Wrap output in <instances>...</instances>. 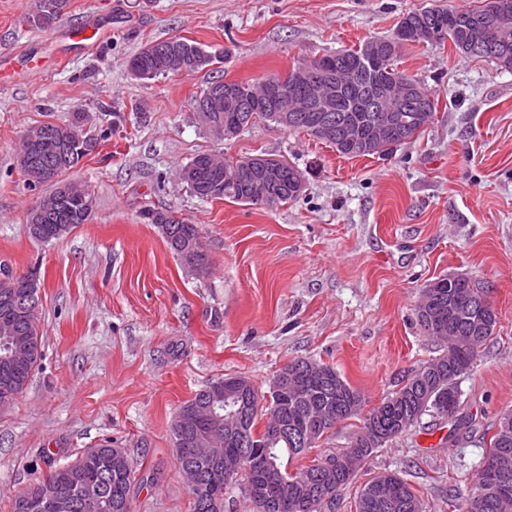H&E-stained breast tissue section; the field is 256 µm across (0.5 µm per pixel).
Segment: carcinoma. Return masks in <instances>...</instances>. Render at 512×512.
Segmentation results:
<instances>
[{
	"mask_svg": "<svg viewBox=\"0 0 512 512\" xmlns=\"http://www.w3.org/2000/svg\"><path fill=\"white\" fill-rule=\"evenodd\" d=\"M69 0H37L27 23L37 29L51 27L49 20L59 19L68 9ZM483 6L468 8L424 7L404 14L416 22L418 16H425L426 25L434 33L448 37L453 47L470 57L481 58L495 63L504 69H512V61L505 63L499 56L478 53L471 46L468 21L480 14ZM390 38H374L361 47L332 53L334 67L343 75L344 83L337 96L335 108L341 121L340 138L329 139L327 143L336 151L348 157L385 155L395 147L417 138L438 111V99L425 85L420 84L426 97L424 111L395 130L392 137L378 138L375 121L370 112L355 110L356 101L371 94L380 86L404 87L418 79L398 70V60L403 47L407 45L441 46L445 41L432 43L425 37L411 34L402 37L397 47L388 44ZM374 50L376 64L362 66L364 51ZM204 48L197 42L183 37H172L162 41H151L133 55L128 67L131 74L141 80H151L160 75L192 73L207 69L221 59V56L202 54ZM293 72L284 76L270 75L266 80H276L289 86L294 97L288 99V108L293 109L305 103L308 90L304 86L290 83ZM238 96L242 99H256L260 96L261 84L233 81ZM258 118L277 124L292 132L304 133L318 138L303 125H288L281 122L272 109L257 111ZM237 112H229L226 106L212 113L209 129L220 139H229L240 133L236 119ZM52 129L73 155V165H78L85 157L81 149L85 147L87 135L82 129V118L75 115L67 125L56 126L50 122L31 127L25 133L20 150L31 144L41 145L34 155L32 164L25 174L32 187L47 186L49 193L43 197L42 210L30 213L27 219V234L35 242L48 244L67 235L76 225L86 223L93 211V199L85 186L77 181L65 179L70 168L58 171V180L47 182V172L58 164L56 144L48 139L46 131ZM232 161L210 153L199 154L181 172V181L202 200L229 199L250 205L257 204L252 199L249 188L231 179L226 167ZM277 174L274 186L282 203L294 201L299 195L292 192L287 172L294 166L284 159L277 160ZM144 218L158 225L170 251L182 261L187 256L195 258L199 273L207 272L211 266L209 254L201 242L199 226L189 224L173 213L149 210ZM38 269L32 268L24 275L15 277L14 292L23 299L30 292V285L39 283ZM440 298L436 305L437 324L428 325L418 319L424 334L448 342V351L431 360L416 371L392 396L374 406L366 415L363 427L352 437L349 445L341 451L330 452L326 460L335 461L336 467L321 465L323 459L312 458L288 472L283 459H306L310 450L331 433L337 424L350 419L360 412L364 397L344 380L334 367H329L332 383L308 385L295 381L287 390L280 405L265 406L266 421L262 429H257L260 395L256 389L248 390V435L251 445L246 449L242 460V472L247 481L258 487L274 482L285 485V500L272 512H332L336 492L354 478L374 449L363 441V434L371 429L388 433L386 442L405 432L402 428L407 421L419 422L422 416L433 411L442 413V418L456 431L468 427L473 417L461 412L460 394L457 380L471 368L478 349L492 336L497 324L493 305H488L482 316H477L471 308L476 298L487 297V291L468 278H461L452 284L448 278L440 279ZM11 336L22 342H29L37 350L36 360L22 370L10 368L0 362V387L8 382L21 394L27 388L38 360L43 358L41 340L38 334V318L20 319L13 325ZM201 402L216 406L224 404V380L219 379L199 390L180 406L171 424L174 447H179L190 436L212 428V424L193 421L195 408ZM277 416L288 424V429L298 436L313 435L310 446H296L280 439L269 438L272 427L271 417ZM109 444L87 448L76 458L55 466L37 483L21 493L13 502L11 512H48L46 503L39 498L40 489L46 484L57 486L63 491L76 495L75 512H130V489L134 470L109 471L106 452ZM176 461L182 472L193 471L198 475L200 485L188 489L191 512H210L207 501L215 495H224V488L234 481L224 480V468L202 459H191L180 454ZM89 486L101 489L100 500L88 502L78 495V490ZM462 512H512V410L503 412L493 427L482 468L462 500ZM356 512H424L422 500L401 477L395 473H382L369 480L362 488Z\"/></svg>",
	"mask_w": 512,
	"mask_h": 512,
	"instance_id": "obj_1",
	"label": "carcinoma"
}]
</instances>
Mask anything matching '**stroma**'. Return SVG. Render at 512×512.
<instances>
[{"mask_svg":"<svg viewBox=\"0 0 512 512\" xmlns=\"http://www.w3.org/2000/svg\"><path fill=\"white\" fill-rule=\"evenodd\" d=\"M481 0H70L49 29L26 24L35 0H0V264L41 273L44 356L0 411V512L77 451L111 442L135 469L132 512H190L170 425L180 406L229 376L266 394L305 357L333 366L365 408L395 392L444 343L416 315L425 286L448 275L486 288L493 335L457 387L472 427L439 417L377 449L340 488L355 512L364 484L394 472L426 512H456L486 447L483 431L512 410V70L452 45L409 47L399 67L439 100L421 136L385 156L348 158L269 122L219 141L193 106L208 82L285 75L293 63L391 36L403 14ZM108 31L85 46L81 31ZM195 40L221 62L196 73L135 79L145 44ZM111 138L69 173L94 198L90 219L41 244L27 217L45 188L16 164L35 125L69 123ZM266 153L307 176L296 201L272 207L204 201L178 175L195 156ZM198 224L212 260L187 275L146 210Z\"/></svg>","mask_w":512,"mask_h":512,"instance_id":"stroma-1","label":"stroma"}]
</instances>
